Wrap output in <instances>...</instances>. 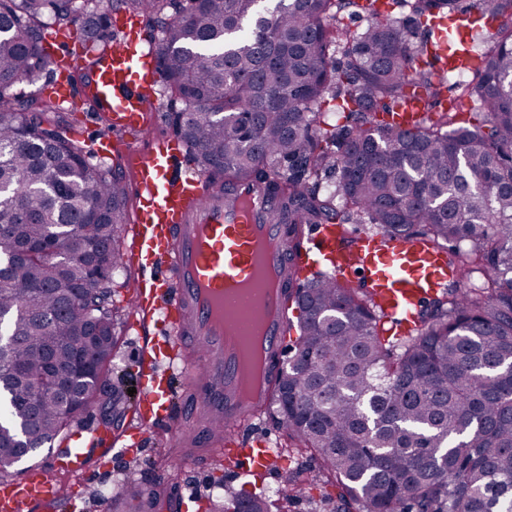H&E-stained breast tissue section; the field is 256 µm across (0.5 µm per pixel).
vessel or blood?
Masks as SVG:
<instances>
[{
    "mask_svg": "<svg viewBox=\"0 0 512 512\" xmlns=\"http://www.w3.org/2000/svg\"><path fill=\"white\" fill-rule=\"evenodd\" d=\"M118 39L96 54L83 95L106 112L111 126L153 143L132 183L138 201L133 222L136 261L142 277L135 310L155 315L167 339L153 351L169 359L165 371L139 378V409L174 434L182 446L223 450L240 470L268 471L269 438L243 432V417L270 403L272 376L281 365L288 331V229L275 223L274 201L256 185L207 184L186 169L181 137L157 140L142 122L163 101L144 95L157 53L143 43L138 18L118 23ZM58 73L52 89L68 98L73 60L47 44ZM323 260L328 274L357 281L374 292L389 320L410 318L418 300L462 270L420 238L375 234L324 224L308 233L299 263ZM65 489L41 471L0 483V512H26L43 503L50 512Z\"/></svg>",
    "mask_w": 512,
    "mask_h": 512,
    "instance_id": "b4317fda",
    "label": "vessel or blood"
}]
</instances>
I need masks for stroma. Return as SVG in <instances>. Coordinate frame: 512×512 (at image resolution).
I'll return each mask as SVG.
<instances>
[{"label": "stroma", "mask_w": 512, "mask_h": 512, "mask_svg": "<svg viewBox=\"0 0 512 512\" xmlns=\"http://www.w3.org/2000/svg\"><path fill=\"white\" fill-rule=\"evenodd\" d=\"M65 50L77 60L72 100L61 105L63 119L72 126L73 139L90 152L95 148L97 135L111 131L113 140L121 143L122 148L109 155L107 162L113 166L124 164L123 146L131 142V135L121 130H110L106 113L98 111L81 94L82 84L90 75L95 50H84L77 41L66 45ZM132 247L133 234L130 229H123L120 234L123 267L115 279L119 285L117 298L124 303L130 286L140 276L139 268L132 261ZM115 331L118 341L112 365L115 370L124 373L126 381H135L139 368L150 363L152 346L158 333L152 320L143 318L126 303ZM127 404L129 409L125 422L117 429L103 427L99 419V405L89 407V416L85 420L88 430L75 442L76 447L84 452L83 477L77 478L55 470L53 458L58 450L45 446L9 468L8 478H20L32 466L42 469L58 483L70 486L67 512H121L118 493L121 481L126 477L134 479L145 491L171 489L172 500L185 506L196 499H220L227 491L239 488L244 480L243 475L221 466L202 464L192 456L171 454L170 449L175 445L172 437L158 428L143 431L136 410L137 396L128 397ZM139 432L145 435V441L141 444L133 441L134 434Z\"/></svg>", "instance_id": "35a3bbf8"}]
</instances>
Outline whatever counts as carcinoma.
<instances>
[{"mask_svg":"<svg viewBox=\"0 0 512 512\" xmlns=\"http://www.w3.org/2000/svg\"><path fill=\"white\" fill-rule=\"evenodd\" d=\"M156 18L157 74L183 103L174 115L207 183L251 181L278 201L295 252L311 224H369L419 235L448 265L481 282L451 281L414 311L416 328L384 336V313L351 282L318 273L288 293L298 312L291 356L273 389L284 432L274 455L317 457L336 512H512V0H120ZM85 38L106 15L84 0ZM363 16L358 31L344 15ZM497 24L498 38L461 92L447 97L434 19ZM75 0H0V386L8 423L41 444L72 431L95 399L103 423L126 415L104 375L112 363L126 223L121 175L92 163L46 98L11 88L39 80L42 34L70 24ZM345 114L319 139L326 96ZM410 129L385 120L409 98ZM475 110L482 118L463 122ZM434 112L437 119L426 114ZM333 174L336 182L323 184ZM53 371L55 390L30 379ZM0 431V472L26 456ZM307 471L288 476L293 499ZM128 512H153L157 491L122 483ZM207 512H284L241 485Z\"/></svg>","mask_w":512,"mask_h":512,"instance_id":"carcinoma-1","label":"carcinoma"}]
</instances>
